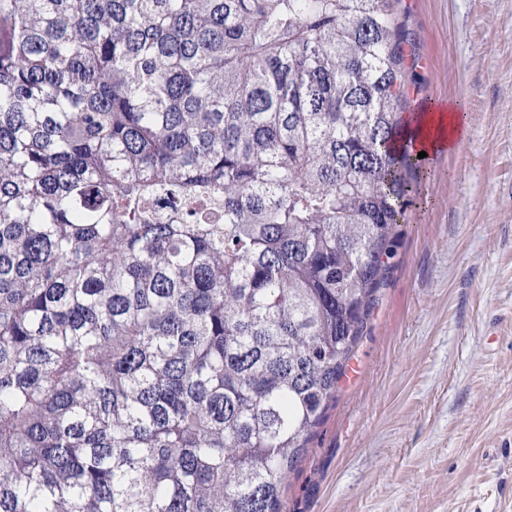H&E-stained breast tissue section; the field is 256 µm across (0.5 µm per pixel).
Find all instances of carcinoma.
Returning a JSON list of instances; mask_svg holds the SVG:
<instances>
[{
  "label": "carcinoma",
  "instance_id": "1",
  "mask_svg": "<svg viewBox=\"0 0 512 512\" xmlns=\"http://www.w3.org/2000/svg\"><path fill=\"white\" fill-rule=\"evenodd\" d=\"M399 0H0V512H283L425 159Z\"/></svg>",
  "mask_w": 512,
  "mask_h": 512
}]
</instances>
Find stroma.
<instances>
[{"label": "stroma", "mask_w": 512, "mask_h": 512, "mask_svg": "<svg viewBox=\"0 0 512 512\" xmlns=\"http://www.w3.org/2000/svg\"><path fill=\"white\" fill-rule=\"evenodd\" d=\"M411 106L464 102L283 512H512V0H401Z\"/></svg>", "instance_id": "stroma-1"}]
</instances>
